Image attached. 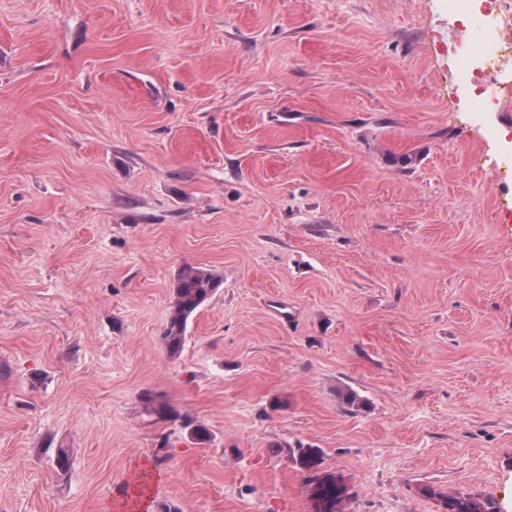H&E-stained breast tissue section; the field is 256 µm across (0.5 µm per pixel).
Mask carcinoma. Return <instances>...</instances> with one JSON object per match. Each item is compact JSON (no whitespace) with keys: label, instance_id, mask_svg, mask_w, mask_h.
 I'll return each mask as SVG.
<instances>
[{"label":"carcinoma","instance_id":"cac0c4a2","mask_svg":"<svg viewBox=\"0 0 512 512\" xmlns=\"http://www.w3.org/2000/svg\"><path fill=\"white\" fill-rule=\"evenodd\" d=\"M223 284L222 278L203 268L187 266L183 268L173 286V305L160 341L168 354L178 355L185 343L189 318ZM143 403L147 412L167 422L181 423L190 429V437L200 443L209 438V431L201 424L185 420L176 407L165 400L151 395L144 396ZM292 458L299 467L310 473L308 498L311 512H343V505L350 498L347 485L341 477L333 473L320 471L321 450L299 446L292 452ZM446 512H498L492 505H485L469 497L452 496L446 498Z\"/></svg>","mask_w":512,"mask_h":512}]
</instances>
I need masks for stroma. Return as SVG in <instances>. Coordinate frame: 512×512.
<instances>
[{
	"instance_id": "1",
	"label": "stroma",
	"mask_w": 512,
	"mask_h": 512,
	"mask_svg": "<svg viewBox=\"0 0 512 512\" xmlns=\"http://www.w3.org/2000/svg\"><path fill=\"white\" fill-rule=\"evenodd\" d=\"M461 28L445 0H0V512H108L141 463L150 512H310L301 444L346 512H512V99L473 112ZM186 266L223 284L172 357ZM143 403L147 412L156 415L160 420L167 422H181L183 428L190 429V437L199 443L209 438V431L201 424H193L185 420L176 407L165 400H159L151 395L144 396ZM487 504L488 506L469 497L447 496L445 510L446 512H498L491 502Z\"/></svg>"
}]
</instances>
